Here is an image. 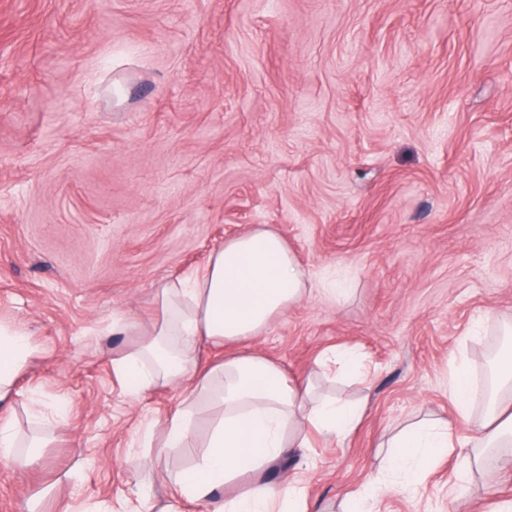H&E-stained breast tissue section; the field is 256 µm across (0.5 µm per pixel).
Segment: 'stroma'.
Here are the masks:
<instances>
[{"instance_id": "stroma-1", "label": "stroma", "mask_w": 512, "mask_h": 512, "mask_svg": "<svg viewBox=\"0 0 512 512\" xmlns=\"http://www.w3.org/2000/svg\"><path fill=\"white\" fill-rule=\"evenodd\" d=\"M256 224L312 289L242 347L366 403L346 440L303 426L265 481L340 512L388 482L379 443L407 423L479 436L488 410L450 389L512 348V0H0V327L30 346L0 421L33 458L0 467V512H119L140 484L167 503L147 458L186 389L131 395L112 359L157 288ZM340 346L368 381L318 378ZM460 465L379 512H448ZM509 499L493 459L466 512Z\"/></svg>"}]
</instances>
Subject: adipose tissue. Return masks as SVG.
<instances>
[{
	"mask_svg": "<svg viewBox=\"0 0 512 512\" xmlns=\"http://www.w3.org/2000/svg\"><path fill=\"white\" fill-rule=\"evenodd\" d=\"M307 291V275L283 236L270 225H256L226 239L191 287L158 288L162 324L136 351L113 359L133 392L183 381L189 399L207 395L218 407L202 446L192 409H179L165 422L158 455L176 449L194 459L175 477L179 500L200 503L207 512H307L299 489H280L263 481L262 473L292 449L306 447L300 425L328 439L347 438L363 403L296 383L279 363L248 349L226 355L204 374L195 371L201 341L221 346L258 335ZM28 354L24 337L0 328V402L10 398ZM388 445V467L415 485L456 442L450 422L442 421L405 426ZM178 502L167 512H179Z\"/></svg>",
	"mask_w": 512,
	"mask_h": 512,
	"instance_id": "obj_1",
	"label": "adipose tissue"
}]
</instances>
